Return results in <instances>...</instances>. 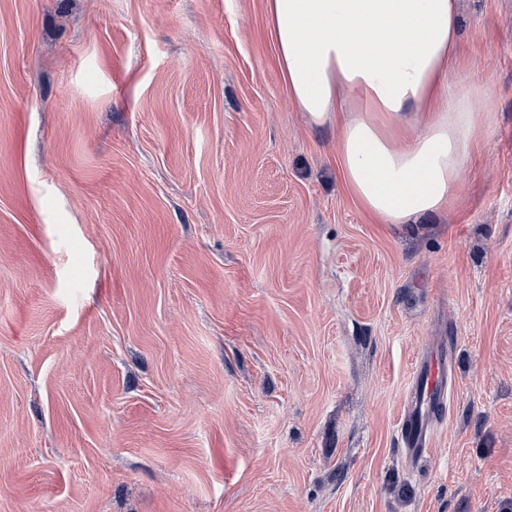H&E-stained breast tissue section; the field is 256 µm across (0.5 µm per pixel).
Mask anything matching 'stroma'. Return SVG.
<instances>
[{
    "instance_id": "1",
    "label": "stroma",
    "mask_w": 512,
    "mask_h": 512,
    "mask_svg": "<svg viewBox=\"0 0 512 512\" xmlns=\"http://www.w3.org/2000/svg\"><path fill=\"white\" fill-rule=\"evenodd\" d=\"M459 9L493 124L455 208L378 224L267 0H0V512H512V0ZM451 351L432 349L423 354L413 381L409 398L399 423L404 450L420 457L432 443L436 422L435 412L448 399V375L451 370ZM432 405L435 409H432Z\"/></svg>"
}]
</instances>
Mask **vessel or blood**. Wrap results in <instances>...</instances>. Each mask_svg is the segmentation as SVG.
I'll list each match as a JSON object with an SVG mask.
<instances>
[{
  "mask_svg": "<svg viewBox=\"0 0 512 512\" xmlns=\"http://www.w3.org/2000/svg\"><path fill=\"white\" fill-rule=\"evenodd\" d=\"M451 365V354L443 349L427 351L421 358L399 423L403 447L411 456H421L431 446L435 411L448 398Z\"/></svg>",
  "mask_w": 512,
  "mask_h": 512,
  "instance_id": "vessel-or-blood-1",
  "label": "vessel or blood"
}]
</instances>
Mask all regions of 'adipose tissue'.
<instances>
[{
	"instance_id": "ef3b65f1",
	"label": "adipose tissue",
	"mask_w": 512,
	"mask_h": 512,
	"mask_svg": "<svg viewBox=\"0 0 512 512\" xmlns=\"http://www.w3.org/2000/svg\"><path fill=\"white\" fill-rule=\"evenodd\" d=\"M288 93L316 127L336 125L339 174L381 224H415L459 202L491 120L483 86L448 87L458 0H267Z\"/></svg>"
}]
</instances>
